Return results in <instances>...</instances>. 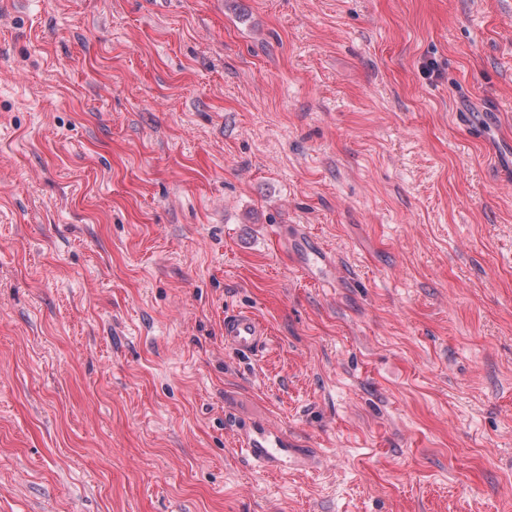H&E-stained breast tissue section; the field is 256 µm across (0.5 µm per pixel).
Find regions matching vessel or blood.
<instances>
[{"label":"vessel or blood","mask_w":512,"mask_h":512,"mask_svg":"<svg viewBox=\"0 0 512 512\" xmlns=\"http://www.w3.org/2000/svg\"><path fill=\"white\" fill-rule=\"evenodd\" d=\"M268 339V329L256 315L240 310L224 318V345L238 354L259 355ZM242 452L256 468L288 472L308 467L309 458L304 449L288 445L287 436L263 424L248 422L240 428Z\"/></svg>","instance_id":"vessel-or-blood-1"}]
</instances>
